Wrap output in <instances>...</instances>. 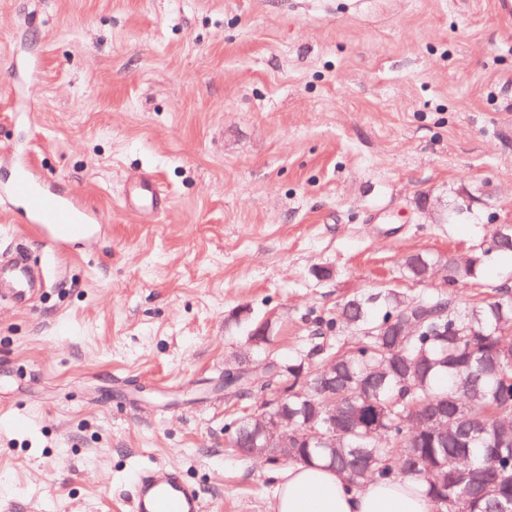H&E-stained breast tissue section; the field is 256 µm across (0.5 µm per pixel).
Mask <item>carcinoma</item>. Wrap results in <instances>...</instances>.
I'll use <instances>...</instances> for the list:
<instances>
[{
	"label": "carcinoma",
	"instance_id": "obj_1",
	"mask_svg": "<svg viewBox=\"0 0 512 512\" xmlns=\"http://www.w3.org/2000/svg\"><path fill=\"white\" fill-rule=\"evenodd\" d=\"M512 251V237L492 233L464 259H448V286L480 278L488 258ZM438 263L424 253L406 256L407 277L423 280ZM416 304L442 313L413 335H389L395 318ZM318 335H345L349 341L327 350L336 367V392L352 397L347 433L336 447L310 438L292 448L290 462L323 464L344 473L353 487L374 480H413L423 488L432 512H512V296L460 301L453 292L411 298L397 289L374 297H352L336 316L315 320ZM309 356L288 359V378L302 379V394H288V424L308 431L319 382ZM448 406V439L421 438L407 446V419L421 404ZM251 427L239 413L224 424L227 447L237 446Z\"/></svg>",
	"mask_w": 512,
	"mask_h": 512
}]
</instances>
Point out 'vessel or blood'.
Masks as SVG:
<instances>
[{"label":"vessel or blood","mask_w":512,"mask_h":512,"mask_svg":"<svg viewBox=\"0 0 512 512\" xmlns=\"http://www.w3.org/2000/svg\"><path fill=\"white\" fill-rule=\"evenodd\" d=\"M130 188L138 204L153 205L160 198L158 187L145 179ZM8 193L26 205L32 229L46 239L60 243L89 236L91 218L78 199L47 190L28 166H19ZM132 512H203V502L179 470L157 465L138 472Z\"/></svg>","instance_id":"1"}]
</instances>
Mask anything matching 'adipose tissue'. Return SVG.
Masks as SVG:
<instances>
[{
	"label": "adipose tissue",
	"mask_w": 512,
	"mask_h": 512,
	"mask_svg": "<svg viewBox=\"0 0 512 512\" xmlns=\"http://www.w3.org/2000/svg\"><path fill=\"white\" fill-rule=\"evenodd\" d=\"M270 512H431V506L413 482H371L352 489L334 469L292 462L278 475Z\"/></svg>",
	"instance_id": "ef3b65f1"
}]
</instances>
